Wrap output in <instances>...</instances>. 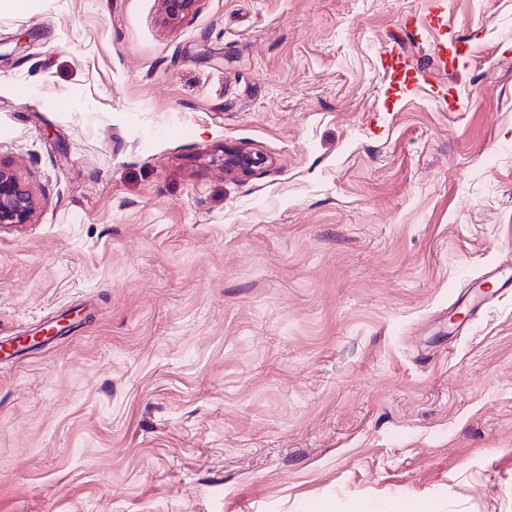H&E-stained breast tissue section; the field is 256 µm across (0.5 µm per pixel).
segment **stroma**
Masks as SVG:
<instances>
[{
    "label": "stroma",
    "instance_id": "35a3bbf8",
    "mask_svg": "<svg viewBox=\"0 0 512 512\" xmlns=\"http://www.w3.org/2000/svg\"><path fill=\"white\" fill-rule=\"evenodd\" d=\"M0 163V512H512V0H42ZM164 19L176 24L186 18L192 11L196 0H159ZM267 159L261 155L253 154L243 147L224 150V170L226 172H240L249 174L256 168L265 165ZM36 209L34 197L12 169L0 164V226L27 224Z\"/></svg>",
    "mask_w": 512,
    "mask_h": 512
}]
</instances>
